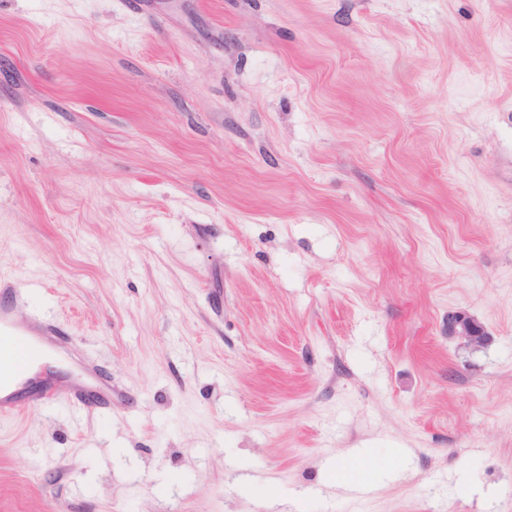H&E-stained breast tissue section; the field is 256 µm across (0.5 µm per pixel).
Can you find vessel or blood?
<instances>
[{
    "label": "vessel or blood",
    "instance_id": "b4317fda",
    "mask_svg": "<svg viewBox=\"0 0 512 512\" xmlns=\"http://www.w3.org/2000/svg\"><path fill=\"white\" fill-rule=\"evenodd\" d=\"M28 299L21 291H14L8 303L0 304V416H10L18 411L17 405L5 395L4 390L22 381L19 369L21 349H29L33 356L61 350L68 357L74 356L78 345L73 340L57 336L48 331L41 318L29 321L18 320L19 307ZM83 378L72 385L74 397L89 407H111L116 393L111 381L102 377L94 366H84Z\"/></svg>",
    "mask_w": 512,
    "mask_h": 512
}]
</instances>
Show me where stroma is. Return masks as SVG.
Returning <instances> with one entry per match:
<instances>
[{
	"mask_svg": "<svg viewBox=\"0 0 512 512\" xmlns=\"http://www.w3.org/2000/svg\"><path fill=\"white\" fill-rule=\"evenodd\" d=\"M15 284L0 512H512V0H0ZM8 303L0 304V416H10L18 412L9 395H4L7 386L19 385L22 381L19 369L20 348L30 350L34 357L61 348V354L72 358L78 344L48 331L41 318L34 317L27 322L17 318L19 307L28 305V298L18 289H13ZM446 334L448 338L459 340L463 346L474 351L483 348L489 340L484 324L464 308L448 313ZM84 364L82 381L72 384L74 397L88 407L112 408V401L116 398V392L112 389V382L102 377L94 366H91L81 358H77Z\"/></svg>",
	"mask_w": 512,
	"mask_h": 512,
	"instance_id": "stroma-1",
	"label": "stroma"
}]
</instances>
